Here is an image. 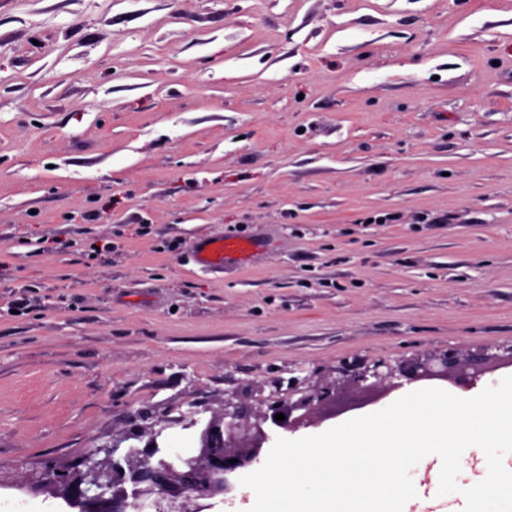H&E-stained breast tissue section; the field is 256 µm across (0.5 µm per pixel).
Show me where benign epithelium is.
<instances>
[{"label": "benign epithelium", "mask_w": 512, "mask_h": 512, "mask_svg": "<svg viewBox=\"0 0 512 512\" xmlns=\"http://www.w3.org/2000/svg\"><path fill=\"white\" fill-rule=\"evenodd\" d=\"M497 360L486 354L474 362L455 349L424 351L391 364L379 359L373 365L344 370L342 376L357 389H370L395 377L408 382L449 379L465 390L476 385L484 365ZM297 380H288V397L267 400L266 408L250 411L242 402L224 401V412L202 421L199 446L191 456L172 462L158 456L154 426H140L133 437H148L144 448L118 452V445L89 449L80 465L44 473L39 490L78 505L80 512H129L132 502H166L169 512H201V499L236 493L237 476L261 462L264 444L280 430L304 425L318 408L336 402V382L325 381L296 401H291ZM282 413L285 420L275 415ZM235 463H230V460Z\"/></svg>", "instance_id": "7a95c632"}]
</instances>
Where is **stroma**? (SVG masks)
Listing matches in <instances>:
<instances>
[{"instance_id":"stroma-1","label":"stroma","mask_w":512,"mask_h":512,"mask_svg":"<svg viewBox=\"0 0 512 512\" xmlns=\"http://www.w3.org/2000/svg\"><path fill=\"white\" fill-rule=\"evenodd\" d=\"M221 236L253 247L201 270ZM490 347L512 0H0V499L59 512L28 481L146 420L174 461L227 398Z\"/></svg>"}]
</instances>
